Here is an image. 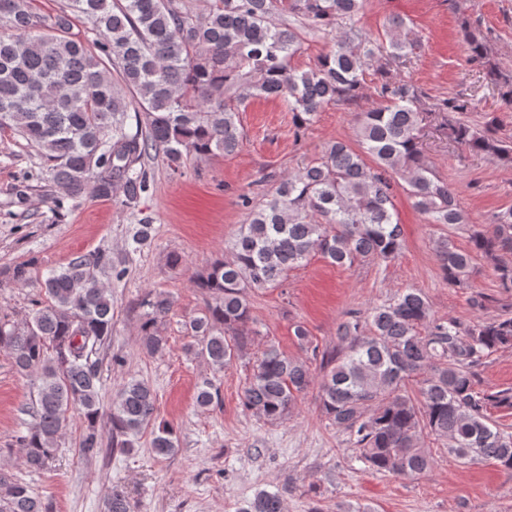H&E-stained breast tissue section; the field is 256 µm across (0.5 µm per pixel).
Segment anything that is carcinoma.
Here are the masks:
<instances>
[{
    "label": "carcinoma",
    "instance_id": "obj_1",
    "mask_svg": "<svg viewBox=\"0 0 512 512\" xmlns=\"http://www.w3.org/2000/svg\"><path fill=\"white\" fill-rule=\"evenodd\" d=\"M36 0H0V129L37 147L51 179L69 198L87 186L99 198L116 189L135 209L149 188L144 158L158 154L180 171L192 155L236 154L243 142L238 112L264 96L288 106L296 125L311 123L331 102L356 104L365 97L364 71L380 76L377 102L355 113L360 150L333 142L297 173L281 180L262 207L249 208L224 259L193 278L212 298L186 323L196 353L223 371L243 351L251 322L249 295L279 288L288 271L321 254L337 266L393 259L402 247L394 209L395 188L415 199L426 223L466 226L457 192L426 163L425 128L437 123L452 142L512 162V145L493 136L496 117L479 130L459 118L473 104L462 97L424 101L401 75L414 42L404 22L390 21L381 45L352 25L363 0H66L43 17ZM301 19L314 33L331 36V49L314 68L290 65L301 33L283 17ZM86 19L92 45L68 36L72 18ZM470 60L482 64L502 104L512 107V74L490 59L485 38L464 28ZM135 123H130V120ZM371 161H366V158ZM148 219L133 226L138 247L153 237ZM473 249L493 261L500 293L512 295V209L470 235ZM445 282L472 288L471 254L450 237L436 241ZM124 270L107 251L73 257L40 281L45 300L21 324L0 321V350L35 389L31 421L18 436L27 464L40 470L54 457L69 425L81 414L85 427L77 448L86 461L102 453L101 353L112 339V294L105 281ZM141 325L142 350L166 349L157 328L173 306L170 296L150 293ZM301 347L320 360L321 408L359 448V461L378 473L415 478L431 468L420 445L425 435L446 441L466 462L492 460L512 474V433L495 426L492 409H512V390L478 386L476 368L490 353L512 346V311L465 325L434 316L427 298L408 288L390 302L360 313L337 329L334 350L320 349L298 324ZM413 374L424 378L415 399L404 389ZM313 383L306 362L276 347L256 357L241 393L253 415L274 423ZM219 397L205 380L196 404ZM157 394L139 379L128 381L112 401L111 446L134 447L152 428V448L168 456L177 429L156 422ZM0 512H45L30 487L0 473ZM239 512H284V495L260 491Z\"/></svg>",
    "mask_w": 512,
    "mask_h": 512
}]
</instances>
